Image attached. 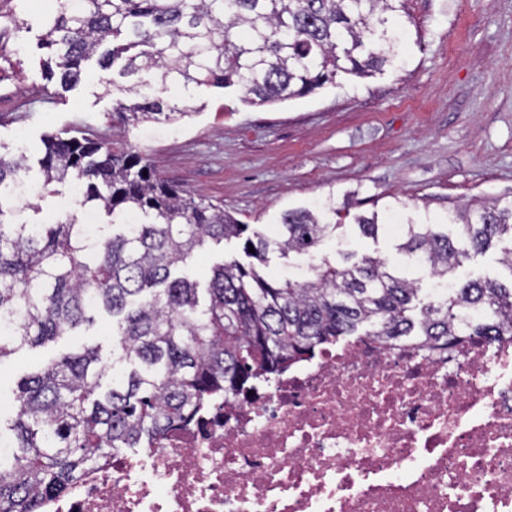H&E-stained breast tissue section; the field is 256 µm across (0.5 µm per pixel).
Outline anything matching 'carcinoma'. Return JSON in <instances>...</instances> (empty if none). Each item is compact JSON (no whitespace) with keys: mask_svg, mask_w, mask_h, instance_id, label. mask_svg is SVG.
I'll return each mask as SVG.
<instances>
[{"mask_svg":"<svg viewBox=\"0 0 512 512\" xmlns=\"http://www.w3.org/2000/svg\"><path fill=\"white\" fill-rule=\"evenodd\" d=\"M404 0H56L41 48L48 81L79 84L97 57L103 72L152 69L175 86H237L255 104L305 97L340 75L366 76L400 57ZM113 111L131 121L178 120L187 112L123 88ZM46 195L77 180L83 205L146 222L90 240L76 214L55 224H17L6 203L28 193L25 154H0V362L28 347L112 318V362L100 346L42 364L13 391L0 421V512H38L85 473L125 448H150L194 421L212 399L248 396L341 336L417 340L447 349L468 339L512 336V281L472 279L419 305L418 282L381 258L323 259L303 282L268 278L269 255L306 253L351 225L375 240L379 213L352 214L331 200L289 210L267 234L224 207L165 180L139 151L85 135L52 134L38 158ZM453 234L402 220L398 249L438 281L453 280L473 253L512 238V200L448 209ZM246 235L250 262L213 267L204 288L173 276L209 243ZM254 252H249V248Z\"/></svg>","mask_w":512,"mask_h":512,"instance_id":"obj_1","label":"carcinoma"}]
</instances>
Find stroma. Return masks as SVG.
Returning <instances> with one entry per match:
<instances>
[{
  "label": "stroma",
  "mask_w": 512,
  "mask_h": 512,
  "mask_svg": "<svg viewBox=\"0 0 512 512\" xmlns=\"http://www.w3.org/2000/svg\"><path fill=\"white\" fill-rule=\"evenodd\" d=\"M43 0H0V151L37 157L44 135H104L142 152L158 173L195 197L223 205L247 224L274 231L282 214L330 198L351 212L391 205L420 222L443 221L449 207L512 196V0H407L399 22L408 36L401 67L340 78L307 97L266 104L242 101L238 88H175L148 72L156 96L181 98L190 114L170 123H120L112 108L128 86L99 82L96 62L59 94L44 77ZM79 201L50 195L39 210L16 203L13 219L53 224L80 212ZM389 230L370 240L346 230L321 248L271 258V277L306 278L322 257L341 252L385 259L432 286L426 269L395 249ZM243 242L208 245L178 268L206 283L216 264L244 260ZM110 352L109 321L24 349L0 362V413L24 374L82 347Z\"/></svg>",
  "instance_id": "1"
}]
</instances>
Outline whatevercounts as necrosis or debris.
Returning <instances> with one entry per match:
<instances>
[{
    "label": "necrosis or debris",
    "instance_id": "necrosis-or-debris-1",
    "mask_svg": "<svg viewBox=\"0 0 512 512\" xmlns=\"http://www.w3.org/2000/svg\"><path fill=\"white\" fill-rule=\"evenodd\" d=\"M42 512H512V336L361 338L117 453Z\"/></svg>",
    "mask_w": 512,
    "mask_h": 512
}]
</instances>
